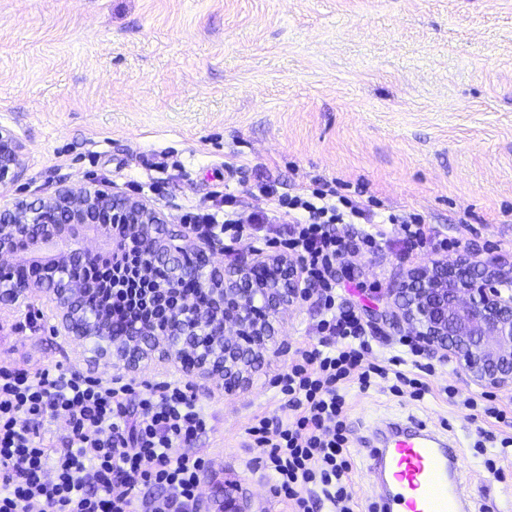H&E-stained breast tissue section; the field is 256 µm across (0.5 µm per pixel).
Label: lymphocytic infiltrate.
I'll list each match as a JSON object with an SVG mask.
<instances>
[{
    "label": "lymphocytic infiltrate",
    "instance_id": "obj_1",
    "mask_svg": "<svg viewBox=\"0 0 512 512\" xmlns=\"http://www.w3.org/2000/svg\"><path fill=\"white\" fill-rule=\"evenodd\" d=\"M339 187L334 180L291 194L261 188L276 223L288 227L265 242L296 257L305 293L321 311L314 340L297 347L279 380L278 413L255 416L246 430V447L259 451L290 512H355L350 384L364 391L392 376L415 399L430 391L407 375L424 368L413 337H399L387 364L365 362L370 337L356 309L338 298L337 267L352 245L373 254L393 234L409 254L459 245L420 215L374 211ZM343 224L358 225L355 238L340 232ZM56 419L64 422L59 434L51 428ZM208 430V415L176 383L139 389L60 364L1 365L0 512H199L209 459L194 446Z\"/></svg>",
    "mask_w": 512,
    "mask_h": 512
}]
</instances>
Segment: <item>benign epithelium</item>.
Returning <instances> with one entry per match:
<instances>
[{
  "label": "benign epithelium",
  "instance_id": "obj_1",
  "mask_svg": "<svg viewBox=\"0 0 512 512\" xmlns=\"http://www.w3.org/2000/svg\"><path fill=\"white\" fill-rule=\"evenodd\" d=\"M23 156L19 137L0 127L1 185L20 179ZM112 224L123 231L109 233ZM89 226L103 234V247L76 241V231ZM193 234L192 225L168 223L143 199L99 188L65 187L47 200H16L0 210V302L28 307L35 293L46 291L57 310L55 334L93 344L92 362L136 372L157 356L189 377L232 389L262 353L279 352L274 323L301 300V271L288 256L264 251L224 268L214 260V246L195 243ZM129 251L139 253L149 276L167 269L155 294L174 298L175 307L166 314L167 329L133 322L113 338L108 314L84 307L87 285L69 271ZM186 283L210 294L209 307L184 291ZM386 299L396 309L382 311L381 319L416 337L426 354L455 363L478 387L512 390V272L500 258L464 251L452 264L434 259L412 268ZM198 336L211 337L221 357L186 364L184 354L196 350Z\"/></svg>",
  "mask_w": 512,
  "mask_h": 512
}]
</instances>
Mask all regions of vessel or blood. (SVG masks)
<instances>
[{
  "label": "vessel or blood",
  "mask_w": 512,
  "mask_h": 512,
  "mask_svg": "<svg viewBox=\"0 0 512 512\" xmlns=\"http://www.w3.org/2000/svg\"><path fill=\"white\" fill-rule=\"evenodd\" d=\"M386 430L367 454L380 512H469L462 458L442 433L416 420Z\"/></svg>",
  "instance_id": "vessel-or-blood-1"
}]
</instances>
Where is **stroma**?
Masks as SVG:
<instances>
[{"instance_id":"stroma-1","label":"stroma","mask_w":512,"mask_h":512,"mask_svg":"<svg viewBox=\"0 0 512 512\" xmlns=\"http://www.w3.org/2000/svg\"><path fill=\"white\" fill-rule=\"evenodd\" d=\"M0 126L25 145L24 175L0 185V208L113 186L181 224L188 207L220 209L228 194L240 214L263 213L259 186L290 193L335 178L348 197L421 214L462 247L512 259V0H0ZM434 257L404 255L394 236L338 268L341 297L370 326L371 359H387L396 338L375 321L387 288ZM319 318L315 301L289 307L276 324L283 353L264 354L230 393L164 364L135 376L140 386L186 381L207 412L204 512H224L228 494L247 495L253 512H282L245 431L254 415L277 412L275 381ZM55 323L48 293L29 310L0 304V364L115 376L88 367ZM434 367L421 401L381 380L350 388L360 512L374 500L364 442L388 416L458 439L471 512L488 505L484 489L512 487V460L501 478L486 469L500 427L448 402L446 387L467 397L477 386L450 364Z\"/></svg>"}]
</instances>
